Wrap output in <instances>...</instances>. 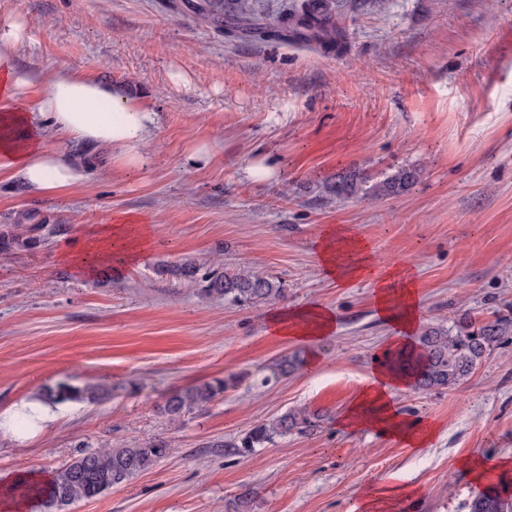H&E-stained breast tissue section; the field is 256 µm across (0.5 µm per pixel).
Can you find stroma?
Returning a JSON list of instances; mask_svg holds the SVG:
<instances>
[{
  "label": "stroma",
  "mask_w": 512,
  "mask_h": 512,
  "mask_svg": "<svg viewBox=\"0 0 512 512\" xmlns=\"http://www.w3.org/2000/svg\"><path fill=\"white\" fill-rule=\"evenodd\" d=\"M27 39L18 65L35 79L72 69L119 85L161 114L155 163L134 175L91 152L85 184L51 198L0 174V231L49 227L34 249L0 250V414L67 382L107 384L95 404L55 406L57 419L26 439L0 431V487L50 475L78 445L159 437L152 469L67 512H231L245 487L252 512H363L374 489L409 487L397 512H468L480 485L459 458L512 456V341L459 389L394 393L408 418L437 425L422 450L337 416L372 373L391 331L362 280L341 289L317 265L328 224L351 226L380 265L413 269L422 323L463 312L492 318L512 305V0H360L340 47L227 40L172 0H7ZM186 77L175 84L174 74ZM198 140L223 145L190 167ZM264 159L271 178L247 168ZM420 171L405 192L330 200L337 175L382 179ZM133 212L155 231L137 265L83 278L60 258L64 241ZM185 258L256 266L284 283L283 299L241 306L200 295L157 271ZM320 305L337 330L314 368L268 386L273 361L302 349L267 316ZM239 375V386L174 425L158 408L187 385ZM304 406L328 412L316 433L238 454L257 424Z\"/></svg>",
  "instance_id": "obj_1"
}]
</instances>
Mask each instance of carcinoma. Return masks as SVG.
Returning <instances> with one entry per match:
<instances>
[{
  "label": "carcinoma",
  "instance_id": "obj_1",
  "mask_svg": "<svg viewBox=\"0 0 512 512\" xmlns=\"http://www.w3.org/2000/svg\"><path fill=\"white\" fill-rule=\"evenodd\" d=\"M353 5V0H294L281 4L276 12H268L263 0H199L191 4L197 24L212 26L226 37L270 38L291 35L311 45L338 44L343 30L336 23V11ZM414 167L400 168L378 182L368 176L349 175L328 187L332 198L342 201L353 197L374 198L407 190L418 179ZM43 225L26 229L14 226L0 232V248L33 249L40 243ZM161 271L176 278L202 283L206 297L227 298L240 304L276 301L284 298V284L250 267L228 268L208 265L195 259L161 264ZM512 337V312L499 314L486 322L475 320L468 312L455 318L453 325L428 323L415 334L414 353L395 357L397 364L413 375V386L424 393L451 390L467 382L477 367L507 337ZM305 367L299 351L287 354L272 364L276 379L291 376ZM239 377L229 375L171 393L160 407V413L176 423L195 411H202L219 396L233 390ZM105 390L94 385L83 387L61 382L39 396L44 404L67 402L97 403ZM326 414L307 408L289 409L267 423L255 426L240 441L249 452L272 444L277 438L291 434L314 432ZM169 454L165 441L146 439L124 446L102 445L91 451H80L56 468L45 483L29 482L22 492L38 502L40 512H63L64 507L93 500L148 471ZM469 512H512V495H503L493 484L473 498Z\"/></svg>",
  "mask_w": 512,
  "mask_h": 512
}]
</instances>
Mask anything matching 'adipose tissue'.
<instances>
[{
	"label": "adipose tissue",
	"instance_id": "ef3b65f1",
	"mask_svg": "<svg viewBox=\"0 0 512 512\" xmlns=\"http://www.w3.org/2000/svg\"><path fill=\"white\" fill-rule=\"evenodd\" d=\"M26 37L19 20L8 17L0 23V173L18 179L32 196L54 197L84 184V154L90 150L109 151L113 165L130 173L151 167L155 156L149 146L160 115L129 92L62 69L46 80L35 106L27 105L33 77L15 57L17 45ZM154 229L151 220L125 214L68 240L60 253L79 275L89 277L105 264H136ZM317 259L324 276L337 287L370 280L376 311L393 331L386 347L412 349L421 321L412 270L378 267L371 247L346 225L323 229ZM268 322L272 333L301 342H321L336 329L335 314L318 305L275 311ZM411 383L408 372L373 368L368 383L337 417V426L351 433L371 429L415 449L428 446L436 425L407 419L393 404L394 390Z\"/></svg>",
	"mask_w": 512,
	"mask_h": 512
}]
</instances>
